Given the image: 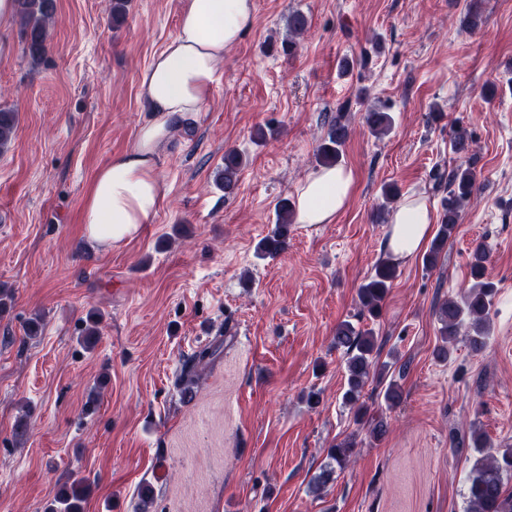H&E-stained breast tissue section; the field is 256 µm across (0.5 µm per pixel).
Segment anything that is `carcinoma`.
Masks as SVG:
<instances>
[{
  "mask_svg": "<svg viewBox=\"0 0 512 512\" xmlns=\"http://www.w3.org/2000/svg\"><path fill=\"white\" fill-rule=\"evenodd\" d=\"M16 17L21 29L23 50L32 63L43 60L48 49L50 24L54 16L55 0H16ZM308 29V18L300 11L288 17V36L282 42L283 52L292 53L296 38ZM349 103L336 108V115L330 117L322 143L317 150V161L325 167H333L340 161L345 144L350 136L347 114ZM371 133L377 137L386 135L393 126L394 119L387 107L375 106L364 116ZM18 124L17 113L0 104V153L9 150ZM453 147L459 155L460 163L448 172V198L444 203V213L439 232L424 257L428 268L437 265L448 238L452 236L459 222L461 212L476 190V174L470 155L471 140L468 132L458 127L454 130ZM245 154L230 151L224 155V168L217 173L216 183L224 193L232 194L239 182L240 172L245 163ZM294 205L288 199L279 202L276 212V227L272 234L263 238L257 246L259 255L274 256L284 250L288 239V225L293 223ZM489 253L481 245L470 254L471 286L460 298H448L437 305L436 315L440 322L442 345L436 356L445 360L451 355L450 344L460 332H465L466 340L474 351H481L490 336L489 315L496 295L495 284L487 278ZM397 266L389 257L382 258L375 265L374 273L358 289V300L364 312L370 317L379 316L384 301L396 278ZM336 347L345 349L346 390L343 403L353 411L354 419L365 421L367 407L360 403L362 388L375 365L374 352L377 350V337L371 329H359L344 321L336 327L334 336ZM223 345L222 340L187 359L182 367L181 381L184 391L191 390L198 368L214 360ZM476 448H486L488 452L474 464L468 478L467 512H512V492L506 489L507 479L512 477V448L491 449V443L482 433H473ZM354 453V442L344 441L329 449L328 456L342 469L348 465ZM91 490L87 477H75L64 486L48 504L45 512H83V503Z\"/></svg>",
  "mask_w": 512,
  "mask_h": 512,
  "instance_id": "carcinoma-1",
  "label": "carcinoma"
}]
</instances>
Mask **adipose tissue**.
I'll return each mask as SVG.
<instances>
[{"label": "adipose tissue", "instance_id": "obj_1", "mask_svg": "<svg viewBox=\"0 0 512 512\" xmlns=\"http://www.w3.org/2000/svg\"><path fill=\"white\" fill-rule=\"evenodd\" d=\"M254 18L255 0H185L175 34L139 77L149 118L138 128L133 146L96 171L82 201L88 243L118 249L154 222L165 196L157 151L175 125L202 112L225 49L241 40ZM353 186L354 174L345 166L310 173L297 190L296 223H334L348 206ZM433 223L424 199L405 198L391 213L385 250L401 259L415 256L431 237Z\"/></svg>", "mask_w": 512, "mask_h": 512}]
</instances>
